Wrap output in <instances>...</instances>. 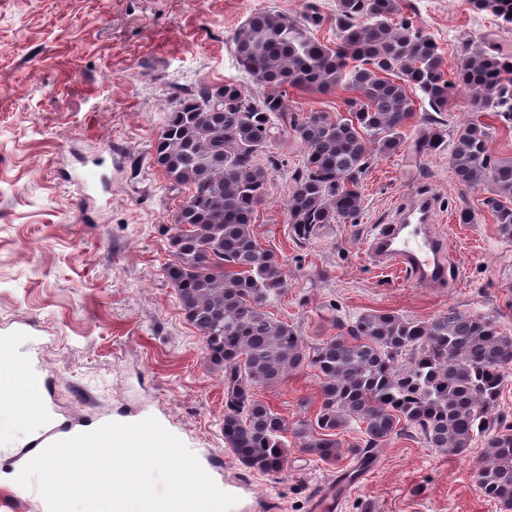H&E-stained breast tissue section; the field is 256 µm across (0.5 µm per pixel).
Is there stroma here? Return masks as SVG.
<instances>
[{"mask_svg":"<svg viewBox=\"0 0 512 512\" xmlns=\"http://www.w3.org/2000/svg\"><path fill=\"white\" fill-rule=\"evenodd\" d=\"M308 0H0V336L33 327L25 355L46 385L59 425L92 426L144 414L198 458L217 486L237 496L232 512H308L318 487L355 466L320 461L288 441V466L262 474L224 445V372L204 357L162 267L171 257L172 219L188 189L171 188L153 160L155 141L179 92L233 80V36L254 12L301 16ZM404 12L437 39L446 74L466 42H512V31L473 14L466 0H403ZM454 89L441 115L446 132L476 119L490 130L493 156H512V124L471 112ZM299 116L347 113L342 92L289 89ZM415 115L398 151L374 159L357 223L328 224L300 238L288 222L290 178L304 150L291 130L270 148L268 192L254 234L284 263L288 291L273 313L302 336L307 351L339 336L360 314L389 312L425 321L456 309L512 331V240L503 238L483 189H465L448 154L427 151ZM106 182L85 197L78 175ZM434 196L451 263L449 286L428 290L378 269L367 242L375 225L420 193ZM469 208L472 221L454 220ZM288 426L315 420L321 406L312 368L256 391ZM484 447L448 455L405 429L374 448L369 473L342 512H500L475 486ZM31 454L27 431L0 411V501L40 512L7 476Z\"/></svg>","mask_w":512,"mask_h":512,"instance_id":"obj_1","label":"stroma"}]
</instances>
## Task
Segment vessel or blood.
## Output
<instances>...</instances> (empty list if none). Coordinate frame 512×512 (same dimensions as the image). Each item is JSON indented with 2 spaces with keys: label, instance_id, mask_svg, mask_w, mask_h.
Here are the masks:
<instances>
[{
  "label": "vessel or blood",
  "instance_id": "vessel-or-blood-1",
  "mask_svg": "<svg viewBox=\"0 0 512 512\" xmlns=\"http://www.w3.org/2000/svg\"><path fill=\"white\" fill-rule=\"evenodd\" d=\"M438 211L432 196L420 194L413 203L399 206L391 223L379 225L370 239V252L381 266L394 267L409 275L424 288H441L448 283V260L444 238L436 224ZM0 367L10 371L13 379L23 381L27 398L17 406L19 414L36 425L39 434L35 448L77 435L76 427L61 428L51 417L38 377L26 366L9 359ZM357 483L355 477L339 475L323 484L314 494L310 512H339L344 496Z\"/></svg>",
  "mask_w": 512,
  "mask_h": 512
}]
</instances>
